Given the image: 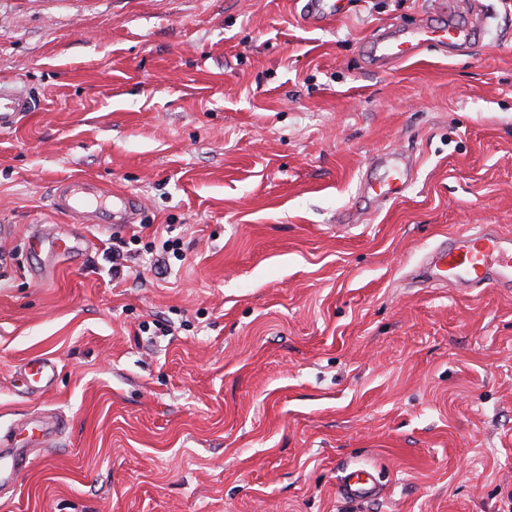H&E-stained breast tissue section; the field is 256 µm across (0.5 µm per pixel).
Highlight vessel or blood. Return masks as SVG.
<instances>
[{"label":"vessel or blood","instance_id":"1","mask_svg":"<svg viewBox=\"0 0 512 512\" xmlns=\"http://www.w3.org/2000/svg\"><path fill=\"white\" fill-rule=\"evenodd\" d=\"M302 19L318 25L335 18L341 10V0H300ZM474 30H465L451 25L438 28L425 23L409 35L396 37L386 33L373 44L376 64L386 66L393 62L415 56L417 50L428 43L455 45L469 41ZM27 96L0 89V128L13 126L21 115L31 111ZM389 176L380 184L369 186L373 199L397 198L411 181L408 164L392 163ZM55 210L71 214L80 221L93 224L98 216H106L107 226L120 230L135 223L137 209L128 196L104 195L95 186L76 179L57 182L53 189ZM430 282L441 285H492L512 288V237L496 233L490 226L473 228L461 236L449 239L446 246L437 248L430 260ZM55 367L46 359L32 358L24 367L27 388L40 392L50 387ZM30 459L23 450L0 457V477L18 479L28 468ZM379 486L367 470L355 469L346 472L338 484L339 495L347 500L363 502L377 495Z\"/></svg>","mask_w":512,"mask_h":512}]
</instances>
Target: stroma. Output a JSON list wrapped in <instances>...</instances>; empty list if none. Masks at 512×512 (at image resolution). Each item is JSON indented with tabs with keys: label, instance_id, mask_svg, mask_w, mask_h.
Here are the masks:
<instances>
[{
	"label": "stroma",
	"instance_id": "obj_1",
	"mask_svg": "<svg viewBox=\"0 0 512 512\" xmlns=\"http://www.w3.org/2000/svg\"><path fill=\"white\" fill-rule=\"evenodd\" d=\"M473 2L475 42L383 69L375 35L462 0H344L319 29L298 0H0V87L34 104L0 130V436L64 422L0 512H512V291L414 277L512 236V0ZM391 151L413 179L377 203ZM73 177L136 223L54 212ZM348 467L374 500L337 497ZM54 365L44 358H32L24 367V376L27 381V389L31 392H40L51 386L54 377Z\"/></svg>",
	"mask_w": 512,
	"mask_h": 512
}]
</instances>
